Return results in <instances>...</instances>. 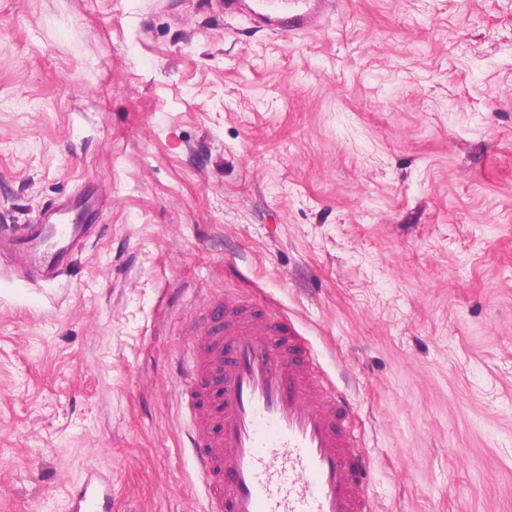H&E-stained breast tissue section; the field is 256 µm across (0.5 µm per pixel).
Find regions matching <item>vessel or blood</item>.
Masks as SVG:
<instances>
[{
    "label": "vessel or blood",
    "instance_id": "obj_1",
    "mask_svg": "<svg viewBox=\"0 0 512 512\" xmlns=\"http://www.w3.org/2000/svg\"><path fill=\"white\" fill-rule=\"evenodd\" d=\"M336 0H224L265 30H320ZM85 227L68 216L18 238L16 252L37 248L50 277L67 268ZM195 407L189 434L197 478L222 512H373L367 464L345 430L348 409L318 387L311 354L287 320L264 314L233 292L224 317L203 308L182 384ZM104 473L89 469L72 492L73 512H110Z\"/></svg>",
    "mask_w": 512,
    "mask_h": 512
}]
</instances>
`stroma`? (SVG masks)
<instances>
[{
	"mask_svg": "<svg viewBox=\"0 0 512 512\" xmlns=\"http://www.w3.org/2000/svg\"><path fill=\"white\" fill-rule=\"evenodd\" d=\"M71 206L68 277L0 265V512H210L187 319L288 316L374 512H512V0H0V226ZM338 0H225L224 14H247L265 30L288 35L320 30ZM105 487L106 494H98ZM74 512H110L112 510V485L107 484L104 472L92 468L87 471L84 481L71 494Z\"/></svg>",
	"mask_w": 512,
	"mask_h": 512,
	"instance_id": "1",
	"label": "stroma"
}]
</instances>
